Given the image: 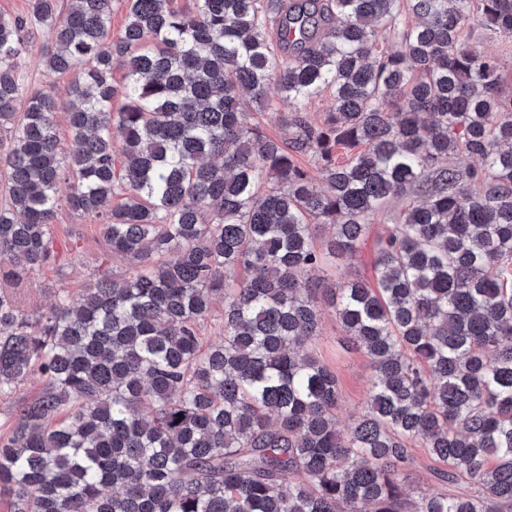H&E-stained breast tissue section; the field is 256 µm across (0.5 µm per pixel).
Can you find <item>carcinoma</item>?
Wrapping results in <instances>:
<instances>
[{
    "instance_id": "obj_1",
    "label": "carcinoma",
    "mask_w": 512,
    "mask_h": 512,
    "mask_svg": "<svg viewBox=\"0 0 512 512\" xmlns=\"http://www.w3.org/2000/svg\"><path fill=\"white\" fill-rule=\"evenodd\" d=\"M70 2L0 15V276L53 262L62 201L133 267L35 318L0 289V396L45 384L0 436L11 512H512V99L463 34L474 14L512 44V0H126L116 41L113 0ZM33 25L45 69L75 74L66 153L61 103L17 75ZM272 85L281 141L240 100L268 110ZM413 189L426 198L380 239L376 286L325 285L322 266L352 261L370 216ZM324 303L374 371L343 430L336 374L306 351ZM413 447L460 489L406 483Z\"/></svg>"
}]
</instances>
